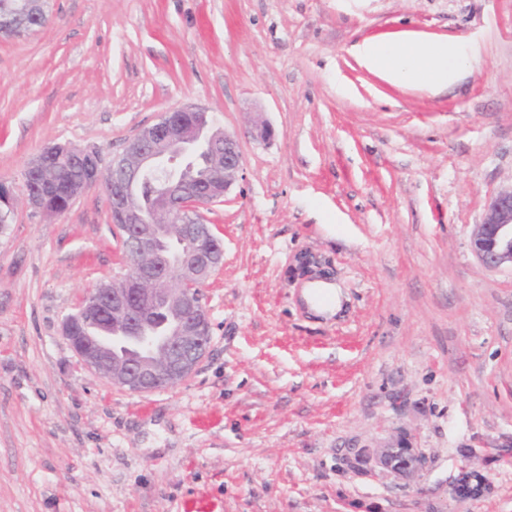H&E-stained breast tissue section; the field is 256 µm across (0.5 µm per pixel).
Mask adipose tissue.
<instances>
[{
    "label": "adipose tissue",
    "mask_w": 512,
    "mask_h": 512,
    "mask_svg": "<svg viewBox=\"0 0 512 512\" xmlns=\"http://www.w3.org/2000/svg\"><path fill=\"white\" fill-rule=\"evenodd\" d=\"M362 63L381 80L398 86L435 91L450 82L469 60L459 46L396 34L360 44Z\"/></svg>",
    "instance_id": "ef3b65f1"
}]
</instances>
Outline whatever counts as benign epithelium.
I'll list each match as a JSON object with an SVG mask.
<instances>
[{"label":"benign epithelium","mask_w":512,"mask_h":512,"mask_svg":"<svg viewBox=\"0 0 512 512\" xmlns=\"http://www.w3.org/2000/svg\"><path fill=\"white\" fill-rule=\"evenodd\" d=\"M206 143L215 179H224V190L243 174L239 138L220 126L205 109L182 106L164 113L157 122L141 128L128 141L123 153L103 166L97 150L54 146L43 150L24 172V181L34 187L25 194L34 211L56 214L43 190L56 175L53 160L70 156L81 169L71 182V198L110 179L108 195L119 223L124 226L127 252L137 257H162L161 246L169 238L166 223L148 224L142 212L130 204L141 176L167 174V160L188 156ZM198 199L194 185L176 183L161 197L155 210L181 225L180 239L187 248L176 261L164 260L140 266L119 281L102 283L92 290L105 320L103 340L96 336H76L71 320L65 319L63 335L88 370L106 378L112 386L132 392H150L175 386L188 378L211 343V324L195 289L211 277L222 262L224 251L215 248L218 239L207 224L195 217L191 202ZM471 250L489 270H512V187L498 191L490 200L482 220L470 238ZM127 350H147L132 359L114 353L112 343ZM366 459L380 472L413 481L421 470L419 450L408 445L384 444L367 450ZM462 473L453 486L455 495L478 496L485 488L484 476L464 459Z\"/></svg>","instance_id":"benign-epithelium-1"}]
</instances>
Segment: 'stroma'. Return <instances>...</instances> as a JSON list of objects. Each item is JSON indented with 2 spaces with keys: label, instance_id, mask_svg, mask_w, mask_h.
Listing matches in <instances>:
<instances>
[{
  "label": "stroma",
  "instance_id": "1",
  "mask_svg": "<svg viewBox=\"0 0 512 512\" xmlns=\"http://www.w3.org/2000/svg\"><path fill=\"white\" fill-rule=\"evenodd\" d=\"M0 39V182L52 146L104 158L195 104L244 178L201 213L224 261L212 339L149 393L83 368L62 324L127 271L103 191L17 198L0 235V512H512V271L469 246L512 185V0H50ZM408 31L477 52L430 93L355 47ZM264 126L266 139L253 137ZM338 283L326 319L300 298ZM422 449L415 485L366 449ZM487 488L459 500L457 461ZM305 298L310 307L319 315H323L326 317H331L335 315L342 309V291L341 287L335 283L316 280L308 283L306 285ZM310 288H329L331 303L326 307H318L311 303L309 299V289Z\"/></svg>",
  "mask_w": 512,
  "mask_h": 512
}]
</instances>
